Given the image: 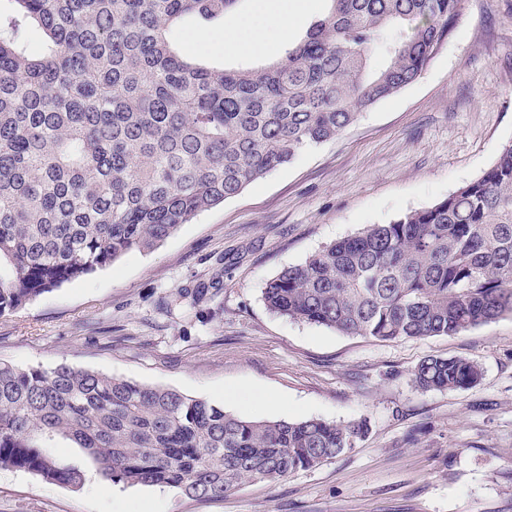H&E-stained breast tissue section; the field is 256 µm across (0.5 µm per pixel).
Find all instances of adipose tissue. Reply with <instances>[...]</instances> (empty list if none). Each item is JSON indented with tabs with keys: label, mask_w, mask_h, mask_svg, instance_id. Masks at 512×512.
<instances>
[{
	"label": "adipose tissue",
	"mask_w": 512,
	"mask_h": 512,
	"mask_svg": "<svg viewBox=\"0 0 512 512\" xmlns=\"http://www.w3.org/2000/svg\"><path fill=\"white\" fill-rule=\"evenodd\" d=\"M296 21L294 11L275 6L270 0H254L250 11L225 27L222 34L225 53L248 51L266 53L269 48L284 41Z\"/></svg>",
	"instance_id": "1"
}]
</instances>
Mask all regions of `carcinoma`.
<instances>
[{
  "label": "carcinoma",
  "mask_w": 512,
  "mask_h": 512,
  "mask_svg": "<svg viewBox=\"0 0 512 512\" xmlns=\"http://www.w3.org/2000/svg\"><path fill=\"white\" fill-rule=\"evenodd\" d=\"M238 0H14L0 14V315L131 251L155 249L306 147L412 84L461 0H326L259 67L183 52ZM36 28L40 51L27 49ZM384 56L380 66L372 59ZM291 319L379 341L451 336L512 315V142L448 197L370 224L263 289ZM480 366L427 358L421 390L476 384ZM366 423L243 420L177 391L60 364L0 362V469L80 488L81 450L109 484L197 500L356 447Z\"/></svg>",
  "instance_id": "obj_1"
}]
</instances>
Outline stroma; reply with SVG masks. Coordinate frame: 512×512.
<instances>
[{
  "instance_id": "obj_1",
  "label": "stroma",
  "mask_w": 512,
  "mask_h": 512,
  "mask_svg": "<svg viewBox=\"0 0 512 512\" xmlns=\"http://www.w3.org/2000/svg\"><path fill=\"white\" fill-rule=\"evenodd\" d=\"M512 142V0H462L418 79L151 252L132 251L0 316V361L65 363L172 389L245 420L365 421L356 447L199 501L171 488L74 490L0 469V512H512V316L453 336L377 341L272 313L266 282L369 224L447 197ZM219 280L189 307L178 292ZM429 357L476 361L466 390L424 391ZM246 392L243 400L225 390Z\"/></svg>"
}]
</instances>
